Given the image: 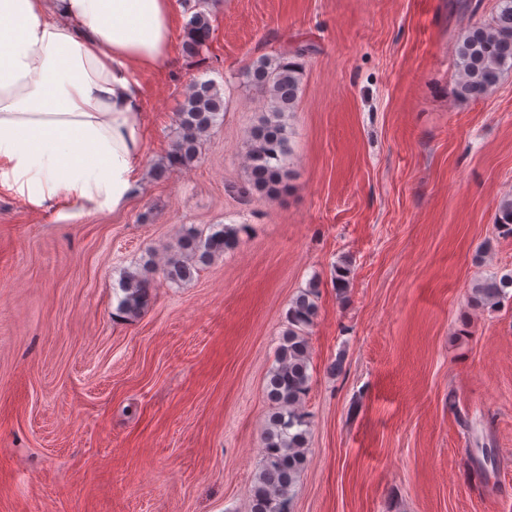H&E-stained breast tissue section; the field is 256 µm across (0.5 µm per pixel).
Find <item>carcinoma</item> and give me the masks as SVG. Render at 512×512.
I'll return each mask as SVG.
<instances>
[{
    "mask_svg": "<svg viewBox=\"0 0 512 512\" xmlns=\"http://www.w3.org/2000/svg\"><path fill=\"white\" fill-rule=\"evenodd\" d=\"M212 24L206 13L195 12L190 18L184 50L197 56L206 47ZM286 57L261 58L243 73L246 83L266 101V110L250 132L246 155L249 189L273 198L290 180L288 160L291 153L285 114L298 99L303 64ZM460 81L457 92L463 98H477L490 91L502 71L512 68V0H499L498 12L486 25L463 31L457 48ZM224 111V98L211 81L195 82L187 90L179 112L176 140L168 155V167H186L197 160L200 142L217 123ZM495 223L505 236L512 235V196L501 200ZM242 226L218 225L204 231L185 229L175 249L163 265V276L174 283L193 278L198 265L235 248ZM153 268L124 274L125 297L120 310L137 316L147 305L149 275ZM512 296V272L478 280L471 288V301L495 306ZM315 286L292 301L287 315L274 367L265 385V397L271 404L268 428L263 438V466L250 491V512H292L291 487L304 466L309 445L308 421L300 406L310 388L308 330L318 313Z\"/></svg>",
    "mask_w": 512,
    "mask_h": 512,
    "instance_id": "1",
    "label": "carcinoma"
}]
</instances>
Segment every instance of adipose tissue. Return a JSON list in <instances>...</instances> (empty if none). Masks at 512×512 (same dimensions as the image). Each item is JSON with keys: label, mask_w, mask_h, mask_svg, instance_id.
<instances>
[{"label": "adipose tissue", "mask_w": 512, "mask_h": 512, "mask_svg": "<svg viewBox=\"0 0 512 512\" xmlns=\"http://www.w3.org/2000/svg\"><path fill=\"white\" fill-rule=\"evenodd\" d=\"M170 0H0V191L35 211L129 197L135 73L166 64Z\"/></svg>", "instance_id": "adipose-tissue-1"}]
</instances>
